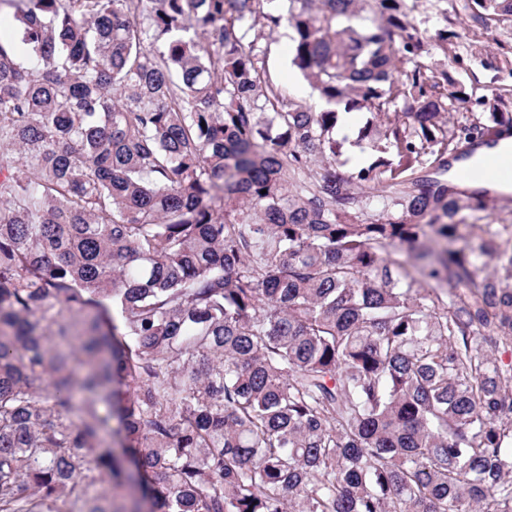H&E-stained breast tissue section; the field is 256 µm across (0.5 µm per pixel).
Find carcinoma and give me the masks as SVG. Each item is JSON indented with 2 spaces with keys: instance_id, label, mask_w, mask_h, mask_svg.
Here are the masks:
<instances>
[{
  "instance_id": "carcinoma-1",
  "label": "carcinoma",
  "mask_w": 512,
  "mask_h": 512,
  "mask_svg": "<svg viewBox=\"0 0 512 512\" xmlns=\"http://www.w3.org/2000/svg\"><path fill=\"white\" fill-rule=\"evenodd\" d=\"M4 2L0 512H512V224L448 180L512 0ZM290 36L291 30L287 26H282L277 34L274 35L273 40L263 44L266 72L283 94L319 109L317 108V103L322 104V102L318 92L312 88L309 81L292 65L289 53ZM300 84L308 87V94L302 95L299 93V91L304 94L307 93L305 88H299L298 91L297 87ZM464 220L466 224H512V193L510 200H502L499 210L490 218H485L483 213H466Z\"/></svg>"
}]
</instances>
